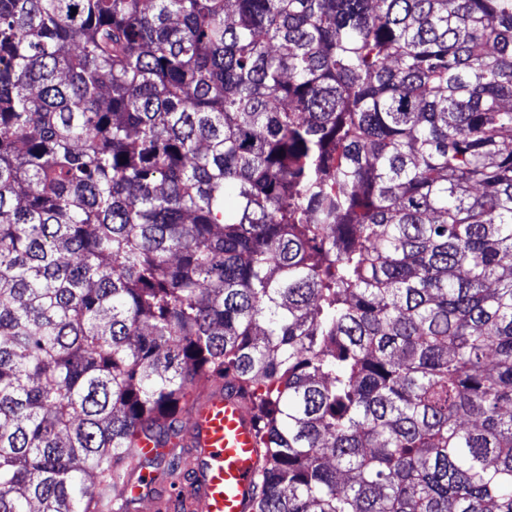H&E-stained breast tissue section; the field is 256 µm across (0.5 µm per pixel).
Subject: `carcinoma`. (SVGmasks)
I'll use <instances>...</instances> for the list:
<instances>
[{"label":"carcinoma","mask_w":512,"mask_h":512,"mask_svg":"<svg viewBox=\"0 0 512 512\" xmlns=\"http://www.w3.org/2000/svg\"><path fill=\"white\" fill-rule=\"evenodd\" d=\"M203 380L254 512H512V0H0V512Z\"/></svg>","instance_id":"cac0c4a2"}]
</instances>
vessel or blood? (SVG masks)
I'll return each instance as SVG.
<instances>
[{"mask_svg":"<svg viewBox=\"0 0 512 512\" xmlns=\"http://www.w3.org/2000/svg\"><path fill=\"white\" fill-rule=\"evenodd\" d=\"M179 443L192 463L186 486L169 488L144 471L132 497L152 496L163 512H249L259 448L250 405L237 391L208 383Z\"/></svg>","mask_w":512,"mask_h":512,"instance_id":"1","label":"vessel or blood"}]
</instances>
